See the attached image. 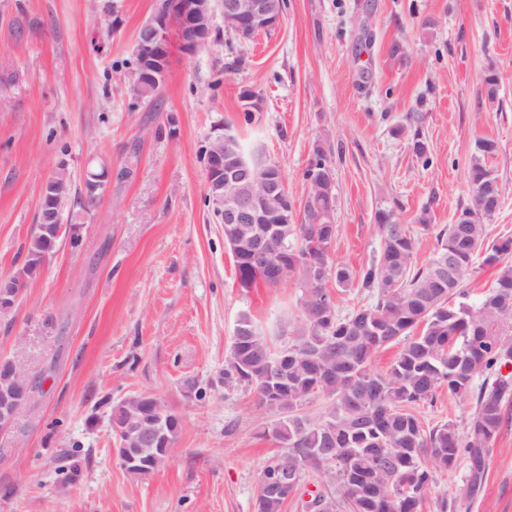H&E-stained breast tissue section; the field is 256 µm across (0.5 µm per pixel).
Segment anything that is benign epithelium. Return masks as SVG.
I'll return each mask as SVG.
<instances>
[{"label":"benign epithelium","instance_id":"benign-epithelium-1","mask_svg":"<svg viewBox=\"0 0 512 512\" xmlns=\"http://www.w3.org/2000/svg\"><path fill=\"white\" fill-rule=\"evenodd\" d=\"M213 0H159L141 24L136 46L139 63L131 85L155 99L169 75L172 48L194 55L210 43ZM224 31L242 42L277 28L282 13L276 0H220ZM206 183L210 199L221 209L223 223L232 227L235 253L258 281L278 274L286 265L288 246L281 225L300 222L303 210L289 195L281 166L267 154L263 143L245 145L229 126L208 139L204 150ZM314 194L308 206L319 210V200L336 191L332 168L309 177ZM9 385L0 392V429L10 427L20 411L38 393L35 380L10 363ZM139 423L128 429L132 443L122 442L116 457L125 468L143 461L142 445L162 439L168 416L152 394L140 396Z\"/></svg>","mask_w":512,"mask_h":512}]
</instances>
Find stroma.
Instances as JSON below:
<instances>
[{
  "mask_svg": "<svg viewBox=\"0 0 512 512\" xmlns=\"http://www.w3.org/2000/svg\"><path fill=\"white\" fill-rule=\"evenodd\" d=\"M154 0H0V275L24 262L41 188L59 166L84 188L112 180L87 211L64 210L41 276L0 311V359L44 373V395L0 432V512H255L259 472L278 450L274 412L221 377L240 313L272 346L300 326L303 289L240 287L208 203L202 148L218 125L265 144L304 202L323 150L336 181L331 250L353 272L376 260V215L417 233V264L471 200L475 142L494 140L503 186L491 237L512 236V0H285L280 25L247 42L225 33L174 52L158 100L131 107L138 29ZM403 43L406 61L390 56ZM499 78L495 100L484 76ZM262 110L245 123L240 94ZM426 145L425 156L414 150ZM204 399H187V383ZM150 392L182 430L152 475L115 455L111 403ZM473 398L439 392L417 414L466 431ZM80 443L73 478L61 454ZM468 466L434 470L421 512H512V422L493 441L476 494Z\"/></svg>",
  "mask_w": 512,
  "mask_h": 512,
  "instance_id": "obj_1",
  "label": "stroma"
}]
</instances>
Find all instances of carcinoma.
Listing matches in <instances>:
<instances>
[{"mask_svg": "<svg viewBox=\"0 0 512 512\" xmlns=\"http://www.w3.org/2000/svg\"><path fill=\"white\" fill-rule=\"evenodd\" d=\"M496 143H475L469 167L472 198L461 214L478 212L483 187L498 181L487 164ZM66 200L74 210L91 207L105 181L85 180V195L72 194L70 174L63 177ZM381 246L377 260L354 276L345 266L327 258L328 274L336 287L353 284L377 296L373 306H362L345 317L330 305L335 323H323L320 302L330 295L316 276L320 253L307 243L321 235V224H285L288 270L304 288L301 326L293 342L278 349L255 330L250 316L241 317L252 336H236L224 364V388L241 386L255 391L259 405L280 414L264 424L282 451L273 455L259 474L257 512H282L285 499L269 492L283 464L306 475L323 472L337 485L339 497L310 493L305 506L311 512H420L432 481L431 470H454L466 460L470 481L484 470L485 457L502 427L504 408L512 403V236L489 240L483 219L469 225L470 240L450 224L437 234V247L424 267L414 265L417 238L411 228L396 235L395 214L376 215ZM58 242L33 233L26 256L53 253ZM453 257L466 273L475 263L495 271L490 289L475 302L452 304L462 280L439 283L436 266ZM400 350L384 372L374 369L385 349ZM288 352V368L272 392L265 379L268 364ZM446 389L460 398L476 396L475 411L462 435L451 422L425 428L414 406L431 403ZM330 399L327 408L312 416L303 411L311 400ZM136 416V397L124 406L110 407V418L125 424ZM323 449L313 458L311 449Z\"/></svg>", "mask_w": 512, "mask_h": 512, "instance_id": "1", "label": "carcinoma"}]
</instances>
